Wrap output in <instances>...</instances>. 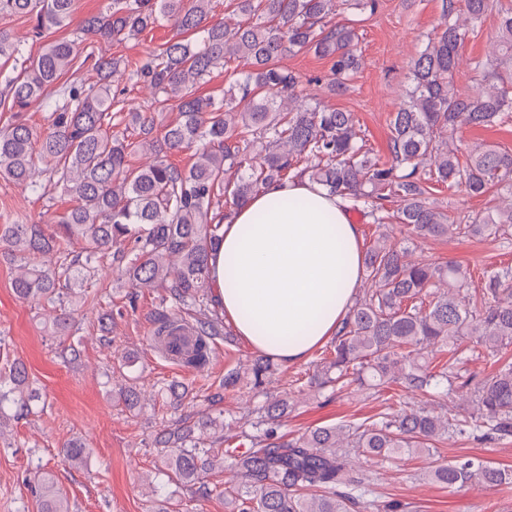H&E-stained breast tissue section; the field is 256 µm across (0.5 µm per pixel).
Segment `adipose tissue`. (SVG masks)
Wrapping results in <instances>:
<instances>
[{"label": "adipose tissue", "mask_w": 512, "mask_h": 512, "mask_svg": "<svg viewBox=\"0 0 512 512\" xmlns=\"http://www.w3.org/2000/svg\"><path fill=\"white\" fill-rule=\"evenodd\" d=\"M363 258L347 204L303 178L271 185L222 219L208 274L225 323L293 365L341 329Z\"/></svg>", "instance_id": "obj_1"}]
</instances>
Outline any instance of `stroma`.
Segmentation results:
<instances>
[{
	"label": "stroma",
	"instance_id": "obj_1",
	"mask_svg": "<svg viewBox=\"0 0 512 512\" xmlns=\"http://www.w3.org/2000/svg\"><path fill=\"white\" fill-rule=\"evenodd\" d=\"M441 22V0H378L375 14L364 16L358 25L354 50L361 66L347 89L335 95L320 84L330 72V59L301 52L283 57L280 64L302 77L300 95L353 113L360 138L387 164L391 114L399 105L410 63ZM173 33L171 21L164 19L126 42H96L94 53L135 66ZM497 35L498 13L492 10L465 39L455 77L459 93L476 92L472 64L492 54ZM430 198L447 206L461 223L494 203L492 196H470L438 184ZM73 203L72 195L58 191L49 208L25 187L0 182V224L51 222ZM389 232L393 240L407 242L410 260L467 266L468 295L481 291L490 276L512 268V241L465 235L411 240L399 224ZM17 273L16 264L0 258V378L8 377L13 361H21L39 398L23 416L10 405L0 410V512H40V500L31 491L40 479L66 494L70 512H230L224 492L238 482L234 469L201 475L200 483L211 494L200 498L195 488L168 475L153 438L175 420L192 423L205 413L233 431L249 428L258 407L275 397L289 401L281 426L289 435L377 416L401 395L412 407L439 414L464 415L472 409L469 387L450 397L405 395L395 386L379 397L357 387L315 392L309 381L326 355L323 345L303 362L279 366L257 390L249 376L256 353L234 334L213 341L204 369L174 364L152 342L163 289L133 293L121 278L120 263L110 254L101 260L98 276L69 305L72 321L64 332L56 329L52 310L15 296L12 281ZM230 370L241 380L228 389L224 375ZM173 383L183 394L177 406L166 395ZM127 386L135 387L141 399L132 410L118 399L120 389ZM72 440L86 445L84 465L71 466L62 459L63 446ZM431 446L430 453L405 455L391 463L354 453L350 466L369 476L380 500L409 503V512H512V486L451 488L427 476L437 465L463 456L512 468V440L490 445L447 436Z\"/></svg>",
	"mask_w": 512,
	"mask_h": 512
}]
</instances>
